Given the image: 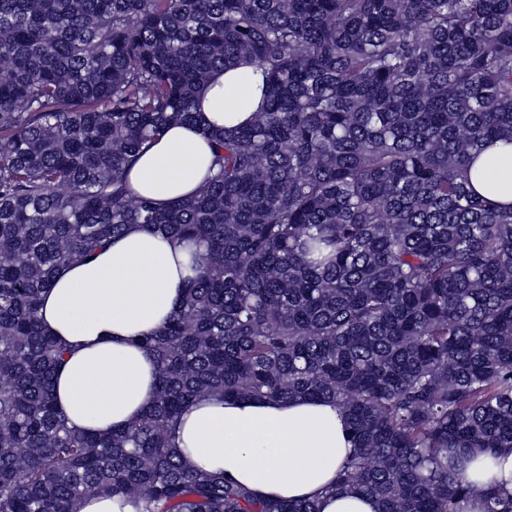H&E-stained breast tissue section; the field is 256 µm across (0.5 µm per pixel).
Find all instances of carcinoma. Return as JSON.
<instances>
[{"mask_svg":"<svg viewBox=\"0 0 512 512\" xmlns=\"http://www.w3.org/2000/svg\"><path fill=\"white\" fill-rule=\"evenodd\" d=\"M242 65L265 105L209 133L196 194H136L137 155ZM494 141L512 145V0H0V512H319L172 443L192 400L306 397L345 414L336 480L377 512H512L458 478L512 452V205L470 178ZM134 224L197 245L189 283L143 340L141 416L74 430L40 296ZM76 508L77 512H139L132 503L121 502L109 496L83 499Z\"/></svg>","mask_w":512,"mask_h":512,"instance_id":"carcinoma-1","label":"carcinoma"}]
</instances>
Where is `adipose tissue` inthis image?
Wrapping results in <instances>:
<instances>
[{
	"label": "adipose tissue",
	"instance_id": "ef3b65f1",
	"mask_svg": "<svg viewBox=\"0 0 512 512\" xmlns=\"http://www.w3.org/2000/svg\"><path fill=\"white\" fill-rule=\"evenodd\" d=\"M263 76L252 67L215 74L197 120L174 125L143 152L129 172L139 194L168 205L191 195L212 160L206 130L234 128L261 105ZM502 146L475 161L472 185L496 203H512V170L487 187L480 172ZM189 248L160 231L130 227L88 261L58 270L41 296L46 333L69 353L54 377L70 426L109 432L140 416L156 386L154 357L140 345L179 305ZM172 433L185 464L224 472L262 500L315 498L321 512H376L367 497L337 489L336 473L353 451L345 416L323 398L189 403Z\"/></svg>",
	"mask_w": 512,
	"mask_h": 512
}]
</instances>
